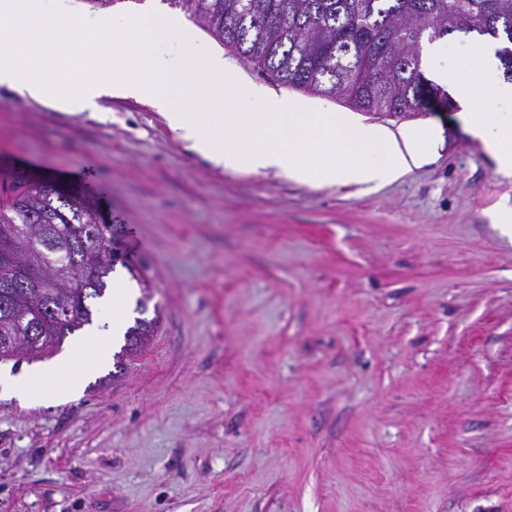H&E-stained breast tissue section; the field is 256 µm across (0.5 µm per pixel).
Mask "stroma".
<instances>
[{
    "mask_svg": "<svg viewBox=\"0 0 512 512\" xmlns=\"http://www.w3.org/2000/svg\"><path fill=\"white\" fill-rule=\"evenodd\" d=\"M198 52L221 42L181 9ZM468 37L422 71L456 70L469 110L391 118L437 127L396 182L314 187L215 167L139 97L70 115L0 86V172L83 191L143 263L158 324L116 369L141 292L109 300L58 351L5 361L20 375L86 333L109 354L74 399H0V512H512V212L468 119L504 106L470 89ZM224 52L241 112L292 90Z\"/></svg>",
    "mask_w": 512,
    "mask_h": 512,
    "instance_id": "35a3bbf8",
    "label": "stroma"
}]
</instances>
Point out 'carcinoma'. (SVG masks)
I'll list each match as a JSON object with an SVG mask.
<instances>
[{
  "label": "carcinoma",
  "instance_id": "obj_1",
  "mask_svg": "<svg viewBox=\"0 0 512 512\" xmlns=\"http://www.w3.org/2000/svg\"><path fill=\"white\" fill-rule=\"evenodd\" d=\"M224 45L281 84L339 99L366 113L394 116L430 108L452 112L447 89L421 71L423 44L463 33L489 36L504 77L512 80V0H168ZM112 227L80 191L61 193L15 170L0 178V254L22 268H46L57 287L14 288L0 277V348L32 336L30 354L50 351L91 322L108 278L121 266L145 280L120 254L109 251ZM156 319L137 318L116 355L138 353Z\"/></svg>",
  "mask_w": 512,
  "mask_h": 512
}]
</instances>
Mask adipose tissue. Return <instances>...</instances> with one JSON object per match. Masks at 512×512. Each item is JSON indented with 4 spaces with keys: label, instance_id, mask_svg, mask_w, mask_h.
Segmentation results:
<instances>
[{
    "label": "adipose tissue",
    "instance_id": "adipose-tissue-1",
    "mask_svg": "<svg viewBox=\"0 0 512 512\" xmlns=\"http://www.w3.org/2000/svg\"><path fill=\"white\" fill-rule=\"evenodd\" d=\"M126 25L140 41L121 53L111 31L91 25L75 0H60L53 17L42 0H0V85L71 115L96 110L104 96H145L171 130L214 166L230 173L273 171L317 186L395 181L425 160L426 145L437 137L432 128L397 137L379 126L354 124L346 113L314 112L293 100H278L270 112L223 111V102L240 91L223 52L190 51L171 66L157 58V46L194 41L177 19L153 9ZM106 57L112 60L108 81L97 72ZM472 130L500 171L512 173V114L493 116ZM108 345L107 337L94 334L49 369L23 377L0 371V393L25 401L68 397Z\"/></svg>",
    "mask_w": 512,
    "mask_h": 512
}]
</instances>
